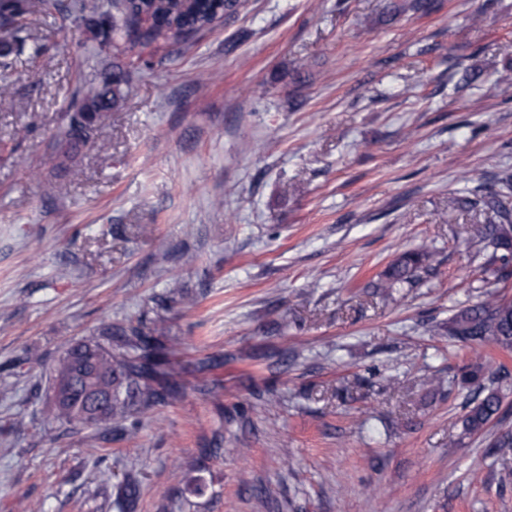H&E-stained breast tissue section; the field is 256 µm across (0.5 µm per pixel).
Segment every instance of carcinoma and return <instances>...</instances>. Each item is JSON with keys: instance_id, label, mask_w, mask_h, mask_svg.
I'll list each match as a JSON object with an SVG mask.
<instances>
[{"instance_id": "cac0c4a2", "label": "carcinoma", "mask_w": 512, "mask_h": 512, "mask_svg": "<svg viewBox=\"0 0 512 512\" xmlns=\"http://www.w3.org/2000/svg\"><path fill=\"white\" fill-rule=\"evenodd\" d=\"M236 6L235 0H66L59 4L74 22L91 28L101 42L118 52L160 39L180 40L189 47L198 34L211 30L227 10ZM36 7L33 0H0V56L27 45L33 54L42 53V46L33 40L26 24ZM433 8L432 0H404L395 6L399 12L422 14ZM129 82V71L117 65L101 84L91 81L74 95L56 134L52 159L57 165L73 160L118 106L122 88ZM469 181L474 187L469 195L456 199L458 206H480L495 218L475 231L477 242L486 241L493 247L491 256L480 265L481 287L492 288L504 281V270L512 263V236L501 229L503 224L512 225V174L497 178L496 188L488 186L482 171H471ZM435 262V253L427 248L403 252L372 287L390 298L394 290L413 286L419 272L431 270ZM166 332L167 320L159 317L145 329L132 325L108 327L97 340L69 346L53 367L47 403L50 417L72 431L87 432L86 440L91 443L96 440L93 430L101 425L113 426L124 435L134 433L140 418L178 395L164 371L169 350ZM447 335L471 344L491 341L511 350L512 300H486L457 310L448 318ZM116 388L125 389V398L115 399L102 415L86 407L80 396L86 390L109 394ZM499 409L500 397L495 392L474 397L465 418L466 431H480ZM135 470L136 465H131L121 512H133L140 496Z\"/></svg>"}]
</instances>
